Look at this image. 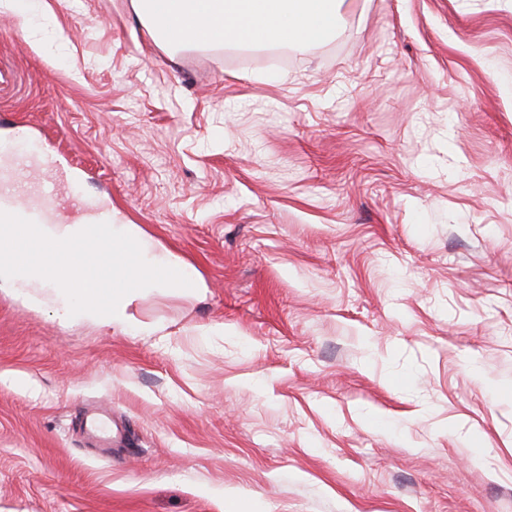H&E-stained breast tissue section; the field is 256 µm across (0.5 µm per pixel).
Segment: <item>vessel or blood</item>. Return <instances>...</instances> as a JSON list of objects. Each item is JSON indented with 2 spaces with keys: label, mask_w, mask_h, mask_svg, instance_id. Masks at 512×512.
I'll list each match as a JSON object with an SVG mask.
<instances>
[{
  "label": "vessel or blood",
  "mask_w": 512,
  "mask_h": 512,
  "mask_svg": "<svg viewBox=\"0 0 512 512\" xmlns=\"http://www.w3.org/2000/svg\"><path fill=\"white\" fill-rule=\"evenodd\" d=\"M25 164L21 157L12 166L0 169V223L17 228L12 236L0 237V261L10 265L19 279L37 276L48 285L61 274H68L76 287L97 289L96 299L102 303L110 299L109 288L131 286L125 271L97 260H75L68 238H59L51 246L45 244L41 228L53 221L54 194L44 192L39 200L24 197L19 183ZM69 191L70 204L85 223L101 232L114 224L110 207L86 198L79 185H71Z\"/></svg>",
  "instance_id": "1"
}]
</instances>
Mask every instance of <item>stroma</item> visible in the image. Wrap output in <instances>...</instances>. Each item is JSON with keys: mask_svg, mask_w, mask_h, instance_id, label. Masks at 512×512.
Wrapping results in <instances>:
<instances>
[{"mask_svg": "<svg viewBox=\"0 0 512 512\" xmlns=\"http://www.w3.org/2000/svg\"><path fill=\"white\" fill-rule=\"evenodd\" d=\"M44 7L48 48L0 10V156L66 158L203 286L140 299L158 338L0 288L37 386L0 384V512H512V0H342L302 51Z\"/></svg>", "mask_w": 512, "mask_h": 512, "instance_id": "35a3bbf8", "label": "stroma"}]
</instances>
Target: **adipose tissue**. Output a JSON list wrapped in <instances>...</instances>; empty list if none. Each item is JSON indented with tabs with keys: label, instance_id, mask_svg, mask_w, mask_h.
Listing matches in <instances>:
<instances>
[{
	"label": "adipose tissue",
	"instance_id": "1",
	"mask_svg": "<svg viewBox=\"0 0 512 512\" xmlns=\"http://www.w3.org/2000/svg\"><path fill=\"white\" fill-rule=\"evenodd\" d=\"M134 11L148 32L170 47L187 42L218 46H265L302 48L335 34L340 23L337 0H132ZM0 6L20 18L25 39L43 43L52 26L42 14L40 0H0ZM78 257L100 259L116 268L127 266L136 256V280L132 287L116 288L108 304L64 283L44 290L40 280L29 281V299L43 303L47 294L61 296L56 309L60 321L76 319L96 327L119 329L140 336L155 335L154 325L139 319L132 306L142 292L169 288L196 289L194 272L181 268L177 259L157 249L154 242L134 224H116L111 234L76 236ZM173 276H163V269Z\"/></svg>",
	"mask_w": 512,
	"mask_h": 512
}]
</instances>
